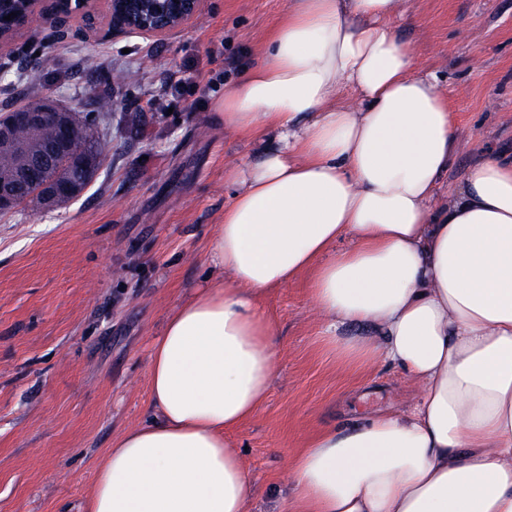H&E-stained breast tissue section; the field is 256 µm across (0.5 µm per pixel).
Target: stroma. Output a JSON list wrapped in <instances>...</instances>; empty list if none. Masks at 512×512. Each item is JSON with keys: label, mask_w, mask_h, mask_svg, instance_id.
I'll return each mask as SVG.
<instances>
[{"label": "stroma", "mask_w": 512, "mask_h": 512, "mask_svg": "<svg viewBox=\"0 0 512 512\" xmlns=\"http://www.w3.org/2000/svg\"><path fill=\"white\" fill-rule=\"evenodd\" d=\"M288 3L205 0L180 30L153 36L113 33L106 0H96L93 24L73 16L0 44L9 69L44 64L39 94L63 108L83 114L91 97L112 100L97 120L105 158L85 192L0 216V512H82L113 440L150 418L151 342L210 283L209 247L232 194L225 166L262 148L216 114ZM405 8L397 34L439 76L461 130L444 181L453 187L482 151L512 158V0ZM88 54L100 62L92 72ZM171 79L174 96L163 90ZM308 281L301 274L260 299L275 325V374L262 407L230 437L249 512H296L290 462L315 433L419 396L397 367L338 361Z\"/></svg>", "instance_id": "35a3bbf8"}]
</instances>
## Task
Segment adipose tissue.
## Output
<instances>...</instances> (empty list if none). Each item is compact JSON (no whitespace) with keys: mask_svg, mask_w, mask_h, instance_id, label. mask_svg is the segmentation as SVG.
<instances>
[{"mask_svg":"<svg viewBox=\"0 0 512 512\" xmlns=\"http://www.w3.org/2000/svg\"><path fill=\"white\" fill-rule=\"evenodd\" d=\"M404 0H290L218 118L267 140L236 192L212 284L168 315L150 419L114 439L84 512H248L228 436L263 404L275 327L259 304L311 275L345 364L387 363L409 408L316 434L292 464L300 512H512V160L438 194L458 129L395 24ZM341 326L377 341L339 343Z\"/></svg>","mask_w":512,"mask_h":512,"instance_id":"obj_1","label":"adipose tissue"}]
</instances>
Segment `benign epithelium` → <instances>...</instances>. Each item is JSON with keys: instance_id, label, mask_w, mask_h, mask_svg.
I'll use <instances>...</instances> for the list:
<instances>
[{"instance_id": "7a95c632", "label": "benign epithelium", "mask_w": 512, "mask_h": 512, "mask_svg": "<svg viewBox=\"0 0 512 512\" xmlns=\"http://www.w3.org/2000/svg\"><path fill=\"white\" fill-rule=\"evenodd\" d=\"M205 0H109L112 30L166 35L180 29L203 9ZM29 11L16 27L3 26L0 19V42L14 29L31 25L37 16L61 24L70 16L92 15V0H28ZM50 126L54 139L40 156L28 155L22 132ZM80 124L75 114L56 106L39 112H24L9 119L0 118V140L14 143L23 160V170L12 181H0V213L9 212L22 201H31L42 207L64 206L83 193L86 176V158L76 146L75 134ZM68 154L73 161L71 182L47 178L57 158Z\"/></svg>"}]
</instances>
